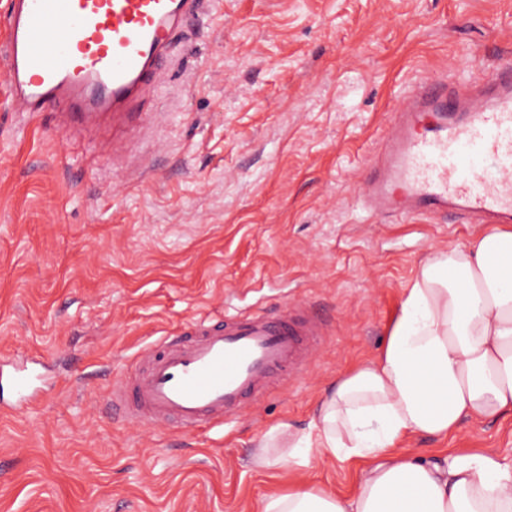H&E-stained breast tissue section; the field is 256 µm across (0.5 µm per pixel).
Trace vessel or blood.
Instances as JSON below:
<instances>
[{
  "mask_svg": "<svg viewBox=\"0 0 512 512\" xmlns=\"http://www.w3.org/2000/svg\"><path fill=\"white\" fill-rule=\"evenodd\" d=\"M199 0H13L0 54L15 111L45 107L123 121L158 89L159 61ZM374 216L395 212L512 222V63L466 85L424 78L389 112L358 193ZM324 326L308 306L199 321L143 353L144 372L107 388L111 411L137 423L219 424L260 401L274 376L303 373ZM18 403L25 369L0 367Z\"/></svg>",
  "mask_w": 512,
  "mask_h": 512,
  "instance_id": "vessel-or-blood-1",
  "label": "vessel or blood"
}]
</instances>
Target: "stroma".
I'll return each instance as SVG.
<instances>
[{
    "mask_svg": "<svg viewBox=\"0 0 512 512\" xmlns=\"http://www.w3.org/2000/svg\"><path fill=\"white\" fill-rule=\"evenodd\" d=\"M512 61V0H201L143 110L58 128L0 86V360L47 390L0 412V512H257L296 485L353 495L364 463L254 469L258 437L306 429L322 389L381 351L419 262L479 224L362 212L386 115L422 76ZM314 306L307 370L218 426H137L107 383L200 319ZM429 459L512 465V417L418 434Z\"/></svg>",
    "mask_w": 512,
    "mask_h": 512,
    "instance_id": "obj_1",
    "label": "stroma"
}]
</instances>
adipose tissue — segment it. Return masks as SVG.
Segmentation results:
<instances>
[{
  "label": "adipose tissue",
  "instance_id": "adipose-tissue-1",
  "mask_svg": "<svg viewBox=\"0 0 512 512\" xmlns=\"http://www.w3.org/2000/svg\"><path fill=\"white\" fill-rule=\"evenodd\" d=\"M512 416V230L428 255L380 356L325 389L309 430L273 427L256 445L268 469L312 456L365 460L343 498L310 486L267 495L259 512H512V466L487 454L419 460L408 436Z\"/></svg>",
  "mask_w": 512,
  "mask_h": 512
}]
</instances>
